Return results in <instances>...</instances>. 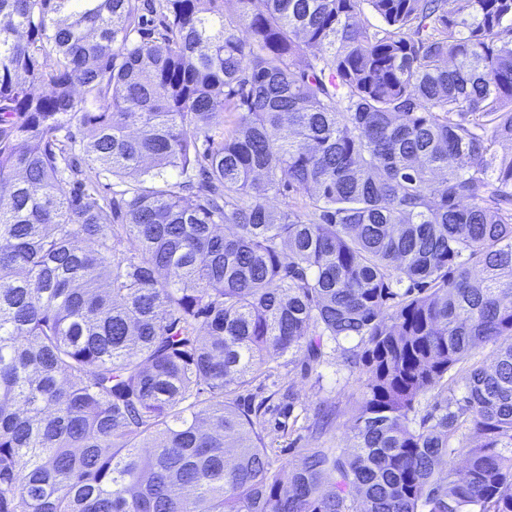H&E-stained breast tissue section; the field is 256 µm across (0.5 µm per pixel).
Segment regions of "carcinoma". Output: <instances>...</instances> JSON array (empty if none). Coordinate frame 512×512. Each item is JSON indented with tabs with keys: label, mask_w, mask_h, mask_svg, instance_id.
Returning a JSON list of instances; mask_svg holds the SVG:
<instances>
[{
	"label": "carcinoma",
	"mask_w": 512,
	"mask_h": 512,
	"mask_svg": "<svg viewBox=\"0 0 512 512\" xmlns=\"http://www.w3.org/2000/svg\"><path fill=\"white\" fill-rule=\"evenodd\" d=\"M504 141L512 0H0V512H512ZM283 366L278 362L270 376L262 377L241 391L246 399L253 397L254 404L265 401V419L268 432L265 437L267 448L276 466H295L300 463V448H308L312 441V428L318 414L324 410L333 412V424L317 442L324 448L350 452L347 432L353 424L352 415L360 385L365 376L350 372L343 366L340 353L328 358L326 363L313 369H306L300 358ZM288 389L295 394V403L288 411L281 394ZM285 426V430H283ZM282 427V428H280Z\"/></svg>",
	"instance_id": "cac0c4a2"
}]
</instances>
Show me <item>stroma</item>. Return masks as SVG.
<instances>
[{"mask_svg": "<svg viewBox=\"0 0 512 512\" xmlns=\"http://www.w3.org/2000/svg\"><path fill=\"white\" fill-rule=\"evenodd\" d=\"M363 381L358 373L346 369L338 358H331L313 369L301 362L275 365L269 376L252 383L245 397L263 403L268 432L265 443L276 464L295 466L301 460L300 451L318 441L325 448L347 450V432L353 423L355 401ZM293 391V407H285L281 395ZM333 414V424L320 438H313L312 428L318 414Z\"/></svg>", "mask_w": 512, "mask_h": 512, "instance_id": "1", "label": "stroma"}]
</instances>
